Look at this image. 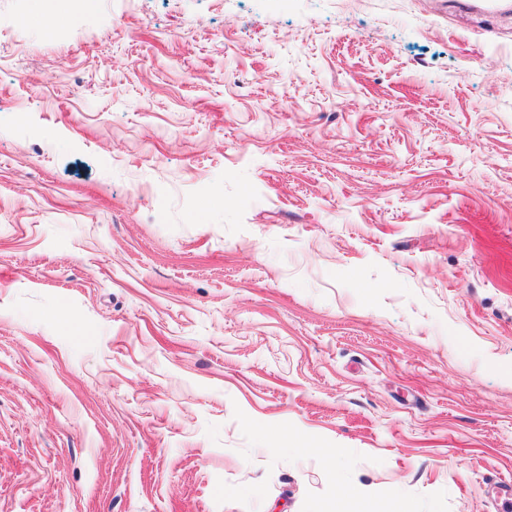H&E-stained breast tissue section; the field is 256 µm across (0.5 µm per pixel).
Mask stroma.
Listing matches in <instances>:
<instances>
[{
  "instance_id": "35a3bbf8",
  "label": "stroma",
  "mask_w": 512,
  "mask_h": 512,
  "mask_svg": "<svg viewBox=\"0 0 512 512\" xmlns=\"http://www.w3.org/2000/svg\"><path fill=\"white\" fill-rule=\"evenodd\" d=\"M468 2L0 0V512H512V17Z\"/></svg>"
}]
</instances>
